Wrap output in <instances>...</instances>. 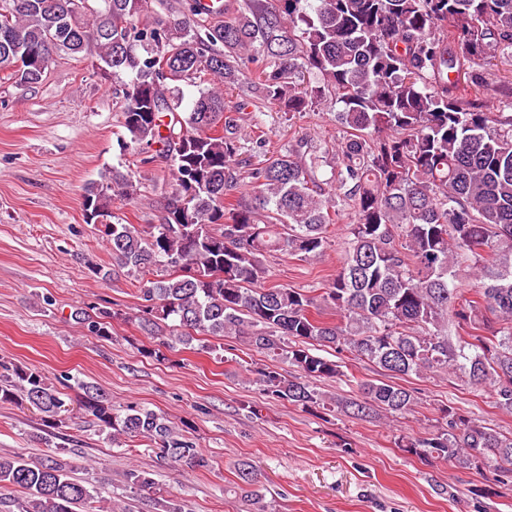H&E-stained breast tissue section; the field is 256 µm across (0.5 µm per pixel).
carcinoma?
<instances>
[{"mask_svg": "<svg viewBox=\"0 0 512 512\" xmlns=\"http://www.w3.org/2000/svg\"><path fill=\"white\" fill-rule=\"evenodd\" d=\"M150 0H0V71L35 85L54 53L91 57L121 86L129 146L172 161L160 223L109 224L116 200L137 194L134 173L104 171L85 189L88 224L101 226L112 259L140 284L133 312L79 308L90 334L112 338L132 324L157 347L197 336L241 337L297 369L287 378L251 367L274 398L304 407L322 399L318 379L345 376L317 348L366 359L391 376L460 372L512 413V86L487 82L512 57V0H243L205 9L182 0L178 16L150 14ZM208 75L218 86L188 106L178 82ZM250 85L255 107L292 114L338 107L342 137L330 176L301 142L250 164L252 194H235L240 156L226 91ZM347 241L336 275L318 296L268 285L265 259L301 261L330 246L341 219ZM472 282L463 291L462 280ZM338 321L321 320L319 304ZM340 411L402 415L415 394L381 381ZM112 436L144 438L161 458L209 466L194 442L147 408L120 413L81 379L60 390L35 369L0 362V402L28 403L56 420L66 399ZM446 428L395 445L419 458L459 462L512 482V434L448 405ZM65 448L34 463L0 456V491L16 512H99L94 486L75 479ZM124 483L155 485L131 468Z\"/></svg>", "mask_w": 512, "mask_h": 512, "instance_id": "1", "label": "carcinoma"}]
</instances>
